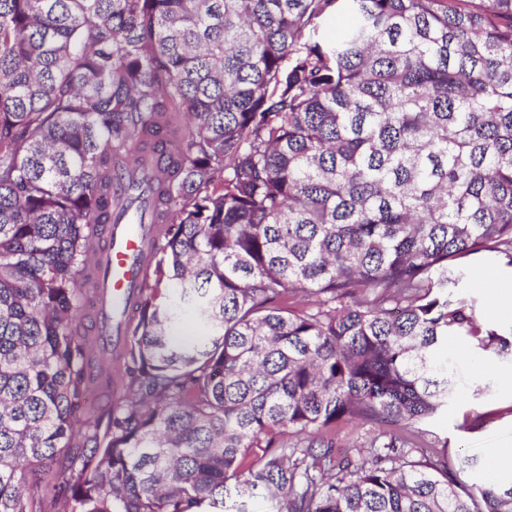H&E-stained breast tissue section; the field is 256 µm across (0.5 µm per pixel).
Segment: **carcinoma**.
Masks as SVG:
<instances>
[{"mask_svg":"<svg viewBox=\"0 0 512 512\" xmlns=\"http://www.w3.org/2000/svg\"><path fill=\"white\" fill-rule=\"evenodd\" d=\"M146 166L114 360L88 285ZM482 251L512 266V0H0V512H512V468L414 433L448 336L512 356L453 292ZM374 430L369 424L351 423L336 425L335 439L341 453L348 455L368 454L370 451L369 441L373 436Z\"/></svg>","mask_w":512,"mask_h":512,"instance_id":"1","label":"carcinoma"}]
</instances>
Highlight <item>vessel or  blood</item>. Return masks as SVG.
<instances>
[{
    "label": "vessel or blood",
    "mask_w": 512,
    "mask_h": 512,
    "mask_svg": "<svg viewBox=\"0 0 512 512\" xmlns=\"http://www.w3.org/2000/svg\"><path fill=\"white\" fill-rule=\"evenodd\" d=\"M102 313L94 333L101 336L105 347L121 351L124 340L119 331L121 321L133 312L134 291L144 277L148 229L142 224H107L103 227Z\"/></svg>",
    "instance_id": "1"
}]
</instances>
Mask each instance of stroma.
Wrapping results in <instances>:
<instances>
[{"mask_svg":"<svg viewBox=\"0 0 512 512\" xmlns=\"http://www.w3.org/2000/svg\"><path fill=\"white\" fill-rule=\"evenodd\" d=\"M461 371L464 383L448 408L418 423L416 433L439 452L468 449L485 467H492L491 449L512 447V389L501 386L512 376V359L482 352L461 336L449 337L441 348Z\"/></svg>","mask_w":512,"mask_h":512,"instance_id":"1","label":"stroma"}]
</instances>
